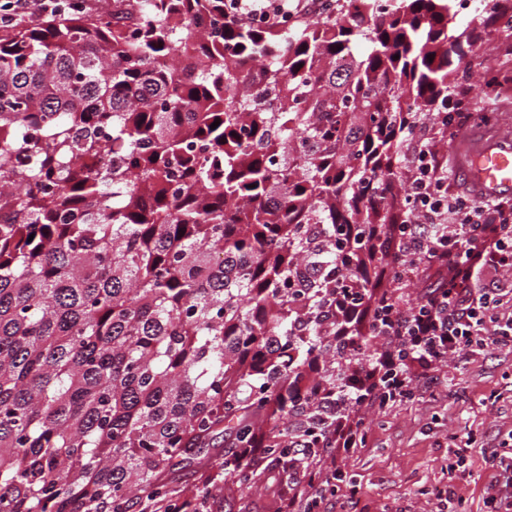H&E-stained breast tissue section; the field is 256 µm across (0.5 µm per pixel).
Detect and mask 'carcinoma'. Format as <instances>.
I'll return each mask as SVG.
<instances>
[{"instance_id": "cac0c4a2", "label": "carcinoma", "mask_w": 512, "mask_h": 512, "mask_svg": "<svg viewBox=\"0 0 512 512\" xmlns=\"http://www.w3.org/2000/svg\"><path fill=\"white\" fill-rule=\"evenodd\" d=\"M105 2L0 38V512H208L261 461L292 480L293 432L313 454L339 415L362 425L336 389L387 401L368 322L440 266L393 242L407 145L425 118L454 137L448 101L503 85L489 58L512 55V0L480 18L491 44L454 29L455 0L289 25ZM220 428L259 455L210 447Z\"/></svg>"}]
</instances>
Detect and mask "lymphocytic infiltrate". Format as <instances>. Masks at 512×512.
<instances>
[{
  "mask_svg": "<svg viewBox=\"0 0 512 512\" xmlns=\"http://www.w3.org/2000/svg\"><path fill=\"white\" fill-rule=\"evenodd\" d=\"M58 5V0H0V27L44 18ZM407 158L408 173L420 184L405 233L433 244L434 255L447 260L448 273L426 305L395 306L380 360L367 369L387 378L393 401L404 399L418 377L430 376L466 347L493 348L512 334V316L498 320L500 284L512 277V202L449 192L448 166L428 141L412 142ZM398 336L409 339L402 355L393 348Z\"/></svg>",
  "mask_w": 512,
  "mask_h": 512,
  "instance_id": "lymphocytic-infiltrate-1",
  "label": "lymphocytic infiltrate"
}]
</instances>
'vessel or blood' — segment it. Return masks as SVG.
Masks as SVG:
<instances>
[{"instance_id": "1", "label": "vessel or blood", "mask_w": 512, "mask_h": 512, "mask_svg": "<svg viewBox=\"0 0 512 512\" xmlns=\"http://www.w3.org/2000/svg\"><path fill=\"white\" fill-rule=\"evenodd\" d=\"M456 153L466 185L475 197L512 194V136L470 137Z\"/></svg>"}]
</instances>
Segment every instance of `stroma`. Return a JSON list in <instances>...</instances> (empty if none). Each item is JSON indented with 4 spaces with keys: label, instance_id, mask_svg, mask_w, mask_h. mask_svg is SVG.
<instances>
[{
    "label": "stroma",
    "instance_id": "stroma-1",
    "mask_svg": "<svg viewBox=\"0 0 512 512\" xmlns=\"http://www.w3.org/2000/svg\"><path fill=\"white\" fill-rule=\"evenodd\" d=\"M363 443L343 458V481L323 488L314 512H444L436 490L452 484L455 512H486L498 472L486 459L504 453L512 437V347L464 351L421 378L406 400L367 410ZM460 446L463 467L449 472V449ZM276 470L249 493H215L211 512H275Z\"/></svg>",
    "mask_w": 512,
    "mask_h": 512
}]
</instances>
